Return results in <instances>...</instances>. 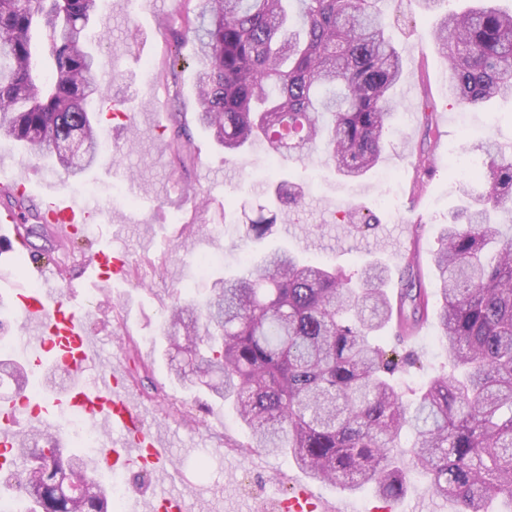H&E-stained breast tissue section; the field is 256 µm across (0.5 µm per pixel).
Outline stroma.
I'll list each match as a JSON object with an SVG mask.
<instances>
[{
  "label": "stroma",
  "instance_id": "1",
  "mask_svg": "<svg viewBox=\"0 0 512 512\" xmlns=\"http://www.w3.org/2000/svg\"><path fill=\"white\" fill-rule=\"evenodd\" d=\"M386 32L404 60L397 97L395 130L387 135L381 162L363 179L348 181L324 164L321 155L304 163L270 165L262 145L236 156L195 120L197 59L184 43L179 62L171 50L183 36V0H103L98 26L108 40L101 48V84L107 98L99 107V129L109 155L82 177L72 179L48 160L4 142L0 144V185L25 179L26 206L37 212L44 199L61 196L95 214L89 230L74 242L44 255L26 257L77 272L82 256L109 247L123 252L122 278L91 288L82 309L90 319L102 363L123 364L137 406L171 448L177 468L157 479L125 470L128 496L157 488L192 498L196 512H267L269 500L287 495L304 476L291 458L250 447V438L233 411L173 381L164 355L166 320L174 290L202 297L211 283L244 269L245 257L287 248L311 264H327L353 274L365 262L387 265L386 290L400 295L399 274L407 258L425 288L435 286L433 253L437 237L465 193H480L479 181L464 182L448 163V154L484 139L512 153V101L485 108L462 107L448 95L447 58L434 40L438 21L419 0H379ZM175 76H167L168 68ZM430 154L433 168L418 167ZM307 182L301 205L277 209V223L264 241L245 245L242 236L265 202L267 181ZM92 187L86 198L83 187ZM197 198L196 208L179 203L182 190ZM352 209V224L339 212ZM371 221L366 231L353 224ZM436 319L422 323L403 348L418 357L410 381H422L448 367L438 340ZM137 345L140 362L128 357ZM412 431H405L395 454L405 466L404 497L384 507L368 487L347 493L321 484L317 492L329 512H456L454 502L429 489L426 474L411 463Z\"/></svg>",
  "mask_w": 512,
  "mask_h": 512
}]
</instances>
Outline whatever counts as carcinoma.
Here are the masks:
<instances>
[{"mask_svg":"<svg viewBox=\"0 0 512 512\" xmlns=\"http://www.w3.org/2000/svg\"><path fill=\"white\" fill-rule=\"evenodd\" d=\"M378 0H196L192 39L197 123L224 152L263 144L272 164L320 151L337 174L359 180L382 159L398 111L402 56L386 37ZM98 0H0V140L23 146L78 178L102 156L95 101L98 53L89 30ZM436 39L448 57V94L479 107L512 99V9L499 4L445 14ZM80 142L71 160L66 147ZM486 154L485 191L443 225L435 291L405 266L399 305L385 290L389 270L365 264L357 278L274 250L233 278L215 280L203 301L173 294L167 319L170 370L181 385L207 389L232 406L250 447L290 457L312 481L354 492L371 485L385 499L406 491L393 454L404 427L415 433L416 467L457 512L512 503V235L498 215L512 210V155ZM300 193L269 185L267 199ZM18 211L22 246L46 237L41 214ZM259 216L245 237L272 234ZM448 351L449 371L409 389L397 374L415 360L371 342L390 323L408 338L430 305ZM19 389L26 368L0 354V380ZM35 512H112V487L91 473L93 457L65 454L46 428L17 436ZM73 480L85 495L72 499Z\"/></svg>","mask_w":512,"mask_h":512,"instance_id":"1","label":"carcinoma"}]
</instances>
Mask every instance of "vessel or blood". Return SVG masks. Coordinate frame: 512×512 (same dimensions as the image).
Listing matches in <instances>:
<instances>
[{
  "label": "vessel or blood",
  "instance_id": "obj_1",
  "mask_svg": "<svg viewBox=\"0 0 512 512\" xmlns=\"http://www.w3.org/2000/svg\"><path fill=\"white\" fill-rule=\"evenodd\" d=\"M48 216L70 233L92 224V211L68 200L51 203ZM18 216L8 209L0 210V251L13 253L20 240ZM85 270L93 273L97 281L106 282L121 276L124 259L112 250L101 249L83 260ZM34 279L39 288H19L6 299L7 305L23 321L33 324L43 352L30 366L38 368L43 360H51L61 369L89 370L92 382L79 378L69 379L59 393L43 396L45 405L63 407L82 412L104 427L105 441L95 457L97 470L111 469L113 462L124 465H144L151 473L160 474L171 469L172 458L160 437L144 423V415L133 404L129 387L123 383L124 374L116 367L102 364L89 336L75 298L81 297V283L69 282L59 288L60 270L48 265L33 266ZM24 402L11 403L0 417V447L11 448L17 437V425L27 418ZM280 512H315L316 499L311 488L304 483L295 484L285 500L279 501ZM128 512H194L190 498L181 494L161 493L150 497L133 498Z\"/></svg>",
  "mask_w": 512,
  "mask_h": 512
}]
</instances>
